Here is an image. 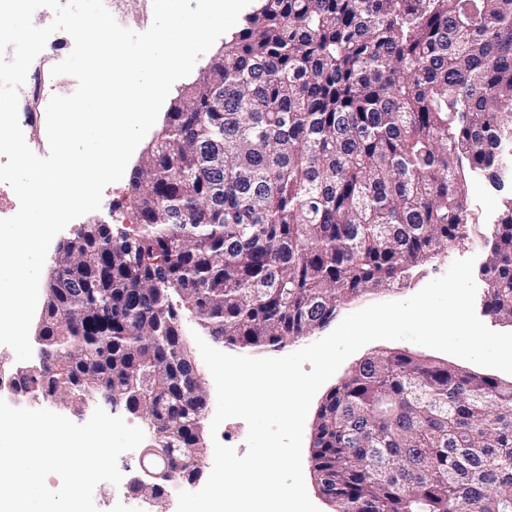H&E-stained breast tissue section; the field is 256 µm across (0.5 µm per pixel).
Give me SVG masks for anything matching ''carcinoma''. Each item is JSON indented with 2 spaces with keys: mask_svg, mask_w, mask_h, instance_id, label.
<instances>
[{
  "mask_svg": "<svg viewBox=\"0 0 512 512\" xmlns=\"http://www.w3.org/2000/svg\"><path fill=\"white\" fill-rule=\"evenodd\" d=\"M508 143L512 0H256L136 166V231L58 243L39 363L4 377L165 433L144 478L161 503L204 453L171 294L224 345L279 351L465 241L469 183L512 165ZM508 199L477 275L512 322ZM311 456L336 512H512V384L374 354L321 404Z\"/></svg>",
  "mask_w": 512,
  "mask_h": 512,
  "instance_id": "carcinoma-1",
  "label": "carcinoma"
}]
</instances>
